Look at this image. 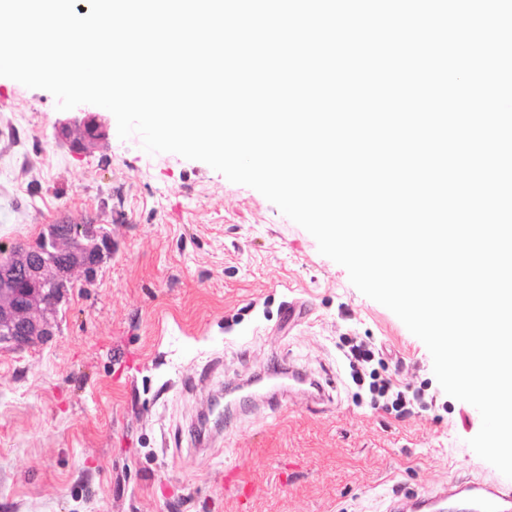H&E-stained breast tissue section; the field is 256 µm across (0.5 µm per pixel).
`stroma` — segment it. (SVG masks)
<instances>
[{
	"label": "stroma",
	"mask_w": 512,
	"mask_h": 512,
	"mask_svg": "<svg viewBox=\"0 0 512 512\" xmlns=\"http://www.w3.org/2000/svg\"><path fill=\"white\" fill-rule=\"evenodd\" d=\"M63 117L50 92L0 77V248L64 215L117 245L66 293L54 336L0 351V512H238L228 463L254 488L250 512H373L464 477L505 483L468 445L477 409L305 229L204 162L120 139L113 114L99 147L74 151ZM344 337L382 348L433 407L372 409ZM276 366L320 381L323 401L292 383L276 410L205 421L225 388Z\"/></svg>",
	"instance_id": "1"
}]
</instances>
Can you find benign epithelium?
<instances>
[{"label": "benign epithelium", "instance_id": "1", "mask_svg": "<svg viewBox=\"0 0 512 512\" xmlns=\"http://www.w3.org/2000/svg\"><path fill=\"white\" fill-rule=\"evenodd\" d=\"M59 136L86 151L107 136L90 112L58 123ZM112 237L102 224H63L33 244L0 250V351H23L54 334L63 287L92 283L112 255Z\"/></svg>", "mask_w": 512, "mask_h": 512}]
</instances>
